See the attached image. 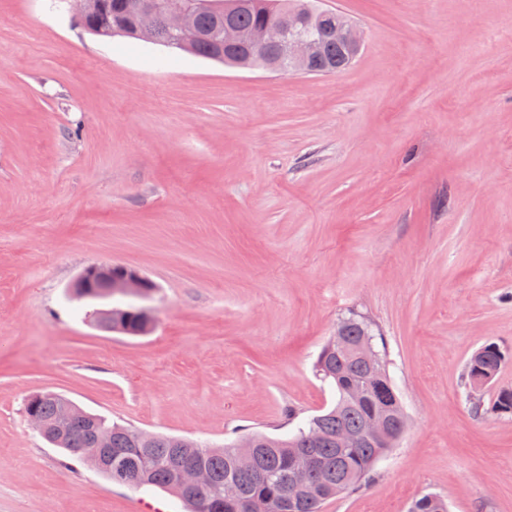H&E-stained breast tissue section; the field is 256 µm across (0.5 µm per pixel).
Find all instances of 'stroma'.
Listing matches in <instances>:
<instances>
[{
  "label": "stroma",
  "instance_id": "1",
  "mask_svg": "<svg viewBox=\"0 0 512 512\" xmlns=\"http://www.w3.org/2000/svg\"><path fill=\"white\" fill-rule=\"evenodd\" d=\"M364 33L337 75L242 69L86 33L67 0H0V512H184L34 431L53 391L221 446L336 402L314 372L352 312L407 415L321 512H512V0H321ZM155 285L148 335L96 327L91 264ZM496 343L492 382H464ZM505 360L506 354L499 346L494 343L486 344L467 362L465 383L470 388L473 384L486 386L499 372Z\"/></svg>",
  "mask_w": 512,
  "mask_h": 512
}]
</instances>
